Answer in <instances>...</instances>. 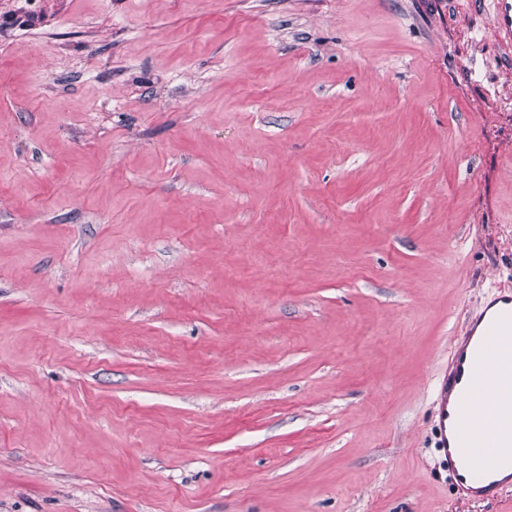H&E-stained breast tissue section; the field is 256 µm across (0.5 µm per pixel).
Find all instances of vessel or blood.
<instances>
[{
  "instance_id": "b4317fda",
  "label": "vessel or blood",
  "mask_w": 512,
  "mask_h": 512,
  "mask_svg": "<svg viewBox=\"0 0 512 512\" xmlns=\"http://www.w3.org/2000/svg\"><path fill=\"white\" fill-rule=\"evenodd\" d=\"M493 28L512 43V0H494ZM438 446L460 494L512 486V291L493 298L453 343L437 383Z\"/></svg>"
}]
</instances>
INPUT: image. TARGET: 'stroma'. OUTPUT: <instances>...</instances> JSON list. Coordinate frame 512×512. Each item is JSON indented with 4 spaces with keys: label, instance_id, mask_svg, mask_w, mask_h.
<instances>
[{
    "label": "stroma",
    "instance_id": "obj_1",
    "mask_svg": "<svg viewBox=\"0 0 512 512\" xmlns=\"http://www.w3.org/2000/svg\"><path fill=\"white\" fill-rule=\"evenodd\" d=\"M492 0H0V512H512L437 381L512 289Z\"/></svg>",
    "mask_w": 512,
    "mask_h": 512
}]
</instances>
